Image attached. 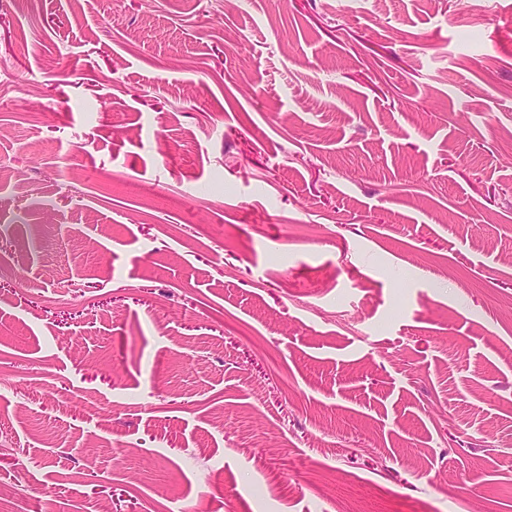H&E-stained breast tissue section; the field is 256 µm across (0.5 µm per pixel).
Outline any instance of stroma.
Listing matches in <instances>:
<instances>
[{
    "mask_svg": "<svg viewBox=\"0 0 512 512\" xmlns=\"http://www.w3.org/2000/svg\"><path fill=\"white\" fill-rule=\"evenodd\" d=\"M10 512H512V0H0Z\"/></svg>",
    "mask_w": 512,
    "mask_h": 512,
    "instance_id": "35a3bbf8",
    "label": "stroma"
}]
</instances>
